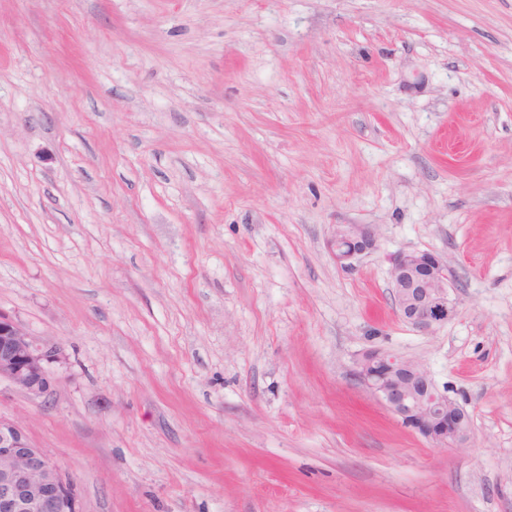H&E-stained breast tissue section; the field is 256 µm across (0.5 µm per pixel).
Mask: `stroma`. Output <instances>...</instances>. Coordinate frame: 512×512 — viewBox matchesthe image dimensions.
Listing matches in <instances>:
<instances>
[{"mask_svg":"<svg viewBox=\"0 0 512 512\" xmlns=\"http://www.w3.org/2000/svg\"><path fill=\"white\" fill-rule=\"evenodd\" d=\"M339 224L378 230L349 268ZM401 250L453 272L434 332ZM0 312L62 356L0 417L80 512H512V0H0ZM393 301L400 319L429 333L455 312L450 297L453 275L438 256L419 251H400L390 256ZM367 353H371L369 358L363 356ZM354 374L392 414L433 447H467L469 415L436 386L421 364L371 349L356 360Z\"/></svg>","mask_w":512,"mask_h":512,"instance_id":"obj_1","label":"stroma"}]
</instances>
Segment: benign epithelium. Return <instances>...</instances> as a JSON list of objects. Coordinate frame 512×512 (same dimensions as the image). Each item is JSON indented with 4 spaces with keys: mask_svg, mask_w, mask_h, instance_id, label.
<instances>
[{
    "mask_svg": "<svg viewBox=\"0 0 512 512\" xmlns=\"http://www.w3.org/2000/svg\"><path fill=\"white\" fill-rule=\"evenodd\" d=\"M330 249L346 267L377 247L375 226L338 224ZM393 301L400 319L429 333L455 312L453 275L438 256L400 251L390 256ZM355 362L358 381L405 426L437 448H465L470 419L463 407L440 390L429 371L379 349ZM59 352L37 344L10 316L0 313V380L34 397L55 383L51 365ZM0 512H78L74 484L17 423L0 417Z\"/></svg>",
    "mask_w": 512,
    "mask_h": 512,
    "instance_id": "obj_1",
    "label": "benign epithelium"
}]
</instances>
